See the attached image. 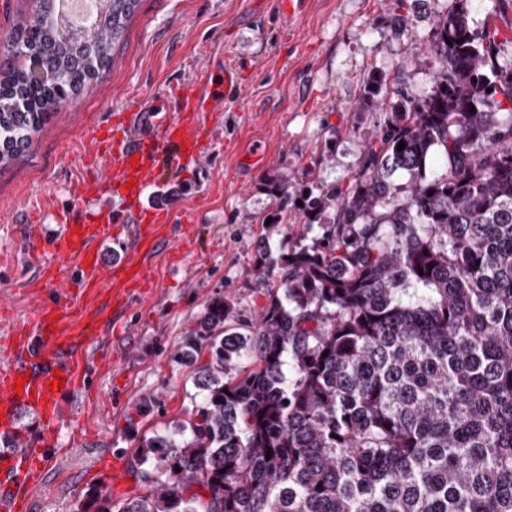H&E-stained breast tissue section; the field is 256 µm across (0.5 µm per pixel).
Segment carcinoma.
I'll list each match as a JSON object with an SVG mask.
<instances>
[{
  "label": "carcinoma",
  "instance_id": "carcinoma-1",
  "mask_svg": "<svg viewBox=\"0 0 512 512\" xmlns=\"http://www.w3.org/2000/svg\"><path fill=\"white\" fill-rule=\"evenodd\" d=\"M57 2L0 45V162L108 68L138 4L112 0L87 49ZM458 2L431 90H393L347 187L268 225L286 243L258 321L216 299L185 339L198 421L148 438L149 489L104 512H512V61Z\"/></svg>",
  "mask_w": 512,
  "mask_h": 512
}]
</instances>
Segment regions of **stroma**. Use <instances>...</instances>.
Segmentation results:
<instances>
[{"label":"stroma","mask_w":512,"mask_h":512,"mask_svg":"<svg viewBox=\"0 0 512 512\" xmlns=\"http://www.w3.org/2000/svg\"><path fill=\"white\" fill-rule=\"evenodd\" d=\"M407 6L411 21L401 28L393 0H306L289 27L279 0H140L107 72L55 111L17 159L0 163L1 351L38 302L29 288L35 267L18 236L21 210L40 213L45 233L55 231L49 214L70 204L85 176L92 131L127 96L152 102L201 69L238 67L244 95L210 120L202 161L166 172L151 197L172 216L168 243L146 260L154 291L127 310V335L104 331L87 346L86 385L69 404L94 434L79 443L60 436L27 512H74L91 496L117 502L144 493L143 441L191 419L194 374L179 346L214 300H230L248 323L269 301L258 247L278 248L280 238L266 220L285 209L298 222L305 190L342 189L353 179L386 116L366 99L371 74L414 95L432 87L433 35L457 0ZM469 22L478 34L497 30L512 53L511 5L485 0ZM257 148L266 162L246 163ZM187 220L195 248L174 266L168 253Z\"/></svg>","instance_id":"35a3bbf8"}]
</instances>
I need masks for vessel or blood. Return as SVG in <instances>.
Instances as JSON below:
<instances>
[{
	"label": "vessel or blood",
	"instance_id": "vessel-or-blood-1",
	"mask_svg": "<svg viewBox=\"0 0 512 512\" xmlns=\"http://www.w3.org/2000/svg\"><path fill=\"white\" fill-rule=\"evenodd\" d=\"M243 93L238 70L228 65L222 78L202 72L172 85L171 112H156L139 104L113 113L91 136L88 172L74 190L68 207L53 211L60 231L44 239L39 221L20 225L19 235L38 268L35 285L50 295L37 306L33 319L16 324L7 347L9 361L0 367V433L9 434L21 412L37 418V435L17 456L0 461V512H20L39 479L34 461L49 462L62 425L71 417L67 397L84 388L76 352L94 335V326L77 325V303L94 310L112 334L124 335L123 313L154 288L145 257L155 253L171 224L166 210L147 205L148 188L161 182V168L200 162L206 152L207 124L213 113ZM118 190L121 208L100 207L102 198ZM131 226L135 249L101 262V247L117 241ZM63 387H54L55 377ZM22 383V394L13 386Z\"/></svg>",
	"mask_w": 512,
	"mask_h": 512
}]
</instances>
